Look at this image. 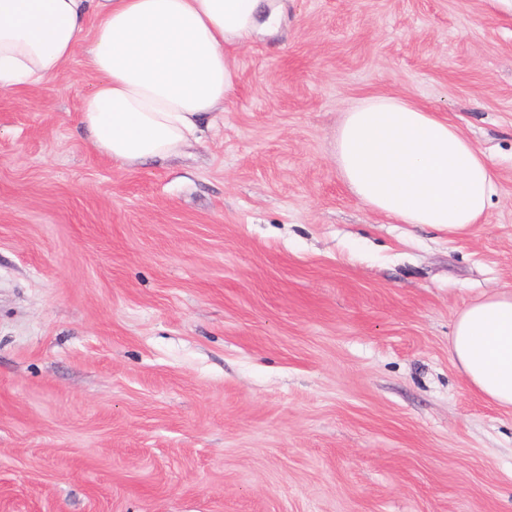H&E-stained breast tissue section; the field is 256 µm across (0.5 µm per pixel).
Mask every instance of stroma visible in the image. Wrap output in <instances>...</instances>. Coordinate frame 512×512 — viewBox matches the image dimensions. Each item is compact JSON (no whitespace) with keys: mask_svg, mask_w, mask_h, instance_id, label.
I'll use <instances>...</instances> for the list:
<instances>
[{"mask_svg":"<svg viewBox=\"0 0 512 512\" xmlns=\"http://www.w3.org/2000/svg\"><path fill=\"white\" fill-rule=\"evenodd\" d=\"M179 155L80 127L83 52L0 91V512H512V411L453 362L512 289V0H288ZM387 93L499 175L469 235L355 200L341 112Z\"/></svg>","mask_w":512,"mask_h":512,"instance_id":"obj_1","label":"stroma"}]
</instances>
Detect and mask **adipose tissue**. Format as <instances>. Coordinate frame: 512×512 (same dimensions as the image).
Returning a JSON list of instances; mask_svg holds the SVG:
<instances>
[{
    "instance_id": "ef3b65f1",
    "label": "adipose tissue",
    "mask_w": 512,
    "mask_h": 512,
    "mask_svg": "<svg viewBox=\"0 0 512 512\" xmlns=\"http://www.w3.org/2000/svg\"><path fill=\"white\" fill-rule=\"evenodd\" d=\"M91 18L94 80L81 126L96 150L134 168L199 140L203 118L234 88L230 48L276 29L281 14L272 0H0V89L55 76ZM335 159L357 201L453 237L469 232L497 191L485 154L457 124L396 96L344 112ZM450 350L477 393L512 409V289L466 303Z\"/></svg>"
}]
</instances>
